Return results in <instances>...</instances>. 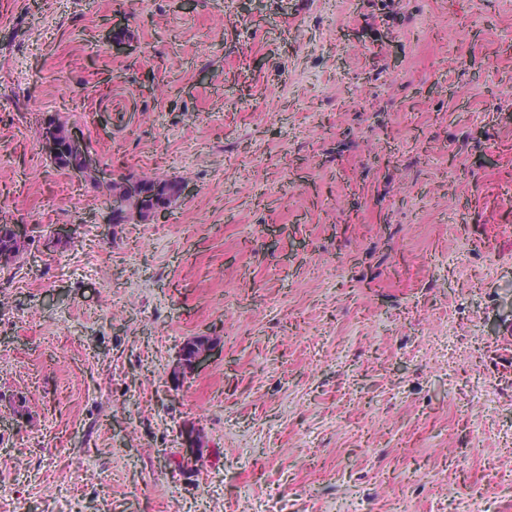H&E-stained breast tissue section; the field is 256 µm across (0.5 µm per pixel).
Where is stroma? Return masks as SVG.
I'll list each match as a JSON object with an SVG mask.
<instances>
[{
    "mask_svg": "<svg viewBox=\"0 0 512 512\" xmlns=\"http://www.w3.org/2000/svg\"><path fill=\"white\" fill-rule=\"evenodd\" d=\"M0 224L11 512H512V0H0ZM57 130L61 141V154L55 158L58 150L55 131L51 122L45 124L41 133V147L44 153L56 163L63 167L76 165L81 162L84 154L88 151V145L83 139L81 141L72 140L69 135V129L66 123H58ZM140 182V194L143 195L142 199L128 198L129 202L123 210L116 213V217L119 219L120 224L131 223L136 221L137 223L150 222V215L148 209L152 208L153 196L152 190L155 184L159 182H173L170 184L171 190L173 191V201L179 198L177 194V186L181 180L175 178L171 179L163 174L154 173L153 175H144L138 178ZM13 231L20 240L27 241L29 239L27 225L14 224L11 227V224H0V267H7L16 262L28 248L29 243L20 242Z\"/></svg>",
    "mask_w": 512,
    "mask_h": 512,
    "instance_id": "35a3bbf8",
    "label": "stroma"
}]
</instances>
